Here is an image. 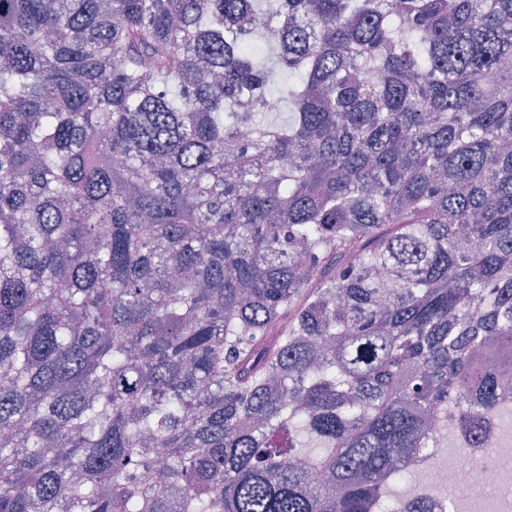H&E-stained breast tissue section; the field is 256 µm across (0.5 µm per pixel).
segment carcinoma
I'll use <instances>...</instances> for the list:
<instances>
[{
    "mask_svg": "<svg viewBox=\"0 0 512 512\" xmlns=\"http://www.w3.org/2000/svg\"><path fill=\"white\" fill-rule=\"evenodd\" d=\"M509 59L512 0H0V512H413L492 444Z\"/></svg>",
    "mask_w": 512,
    "mask_h": 512,
    "instance_id": "cac0c4a2",
    "label": "carcinoma"
}]
</instances>
